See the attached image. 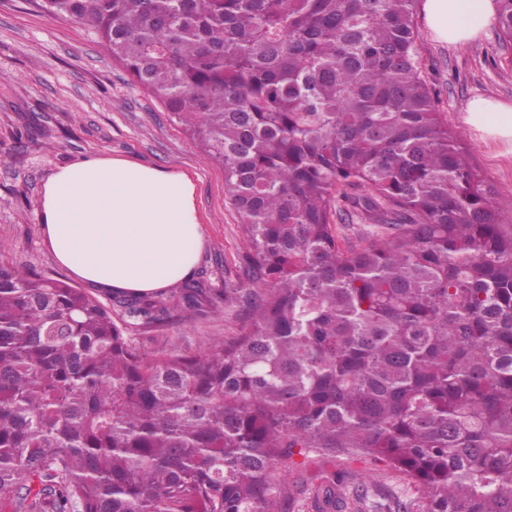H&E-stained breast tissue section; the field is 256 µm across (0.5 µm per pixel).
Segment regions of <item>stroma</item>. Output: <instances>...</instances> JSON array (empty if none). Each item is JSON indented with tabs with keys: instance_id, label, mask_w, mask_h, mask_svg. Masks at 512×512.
I'll return each mask as SVG.
<instances>
[{
	"instance_id": "35a3bbf8",
	"label": "stroma",
	"mask_w": 512,
	"mask_h": 512,
	"mask_svg": "<svg viewBox=\"0 0 512 512\" xmlns=\"http://www.w3.org/2000/svg\"><path fill=\"white\" fill-rule=\"evenodd\" d=\"M417 27L421 75L472 164L498 189L504 222L512 223V144L486 139L465 122L474 97L512 105V48L502 45L493 26L457 47L434 39L425 22ZM22 127L31 136L17 151L14 136ZM89 155L187 173L205 230L195 280L207 288L245 285L243 219L224 198L221 167L154 96L132 84L82 25L50 19L35 0H0V263L66 279L44 243L38 199L59 166ZM241 325L228 303L218 316L176 319L152 331L134 327L130 333L151 353L193 352L208 338L237 335ZM327 470L336 474L337 492L364 488L373 499L398 498L416 512L417 489L400 474L361 457L336 459Z\"/></svg>"
}]
</instances>
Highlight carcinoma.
Here are the masks:
<instances>
[{
	"mask_svg": "<svg viewBox=\"0 0 512 512\" xmlns=\"http://www.w3.org/2000/svg\"><path fill=\"white\" fill-rule=\"evenodd\" d=\"M417 2L39 0L221 164L250 287L107 304L1 263V508L290 512L300 455L400 473L419 512H512V224L421 77ZM352 211L373 230L344 247ZM227 302L239 334L195 354L126 334ZM335 486L313 512H362Z\"/></svg>",
	"mask_w": 512,
	"mask_h": 512,
	"instance_id": "carcinoma-1",
	"label": "carcinoma"
}]
</instances>
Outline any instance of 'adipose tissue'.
Returning <instances> with one entry per match:
<instances>
[{
  "instance_id": "1",
  "label": "adipose tissue",
  "mask_w": 512,
  "mask_h": 512,
  "mask_svg": "<svg viewBox=\"0 0 512 512\" xmlns=\"http://www.w3.org/2000/svg\"><path fill=\"white\" fill-rule=\"evenodd\" d=\"M435 39L478 38L497 17L495 0H424ZM465 121L512 143V106L483 96ZM44 242L76 280L107 293L144 295L188 279L204 244L194 185L183 173L124 158L89 156L60 166L38 201Z\"/></svg>"
}]
</instances>
